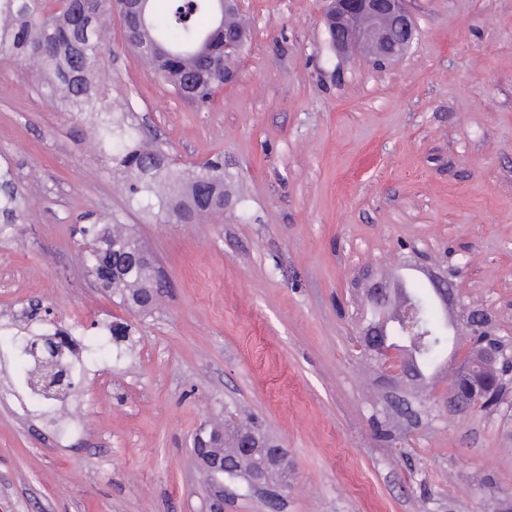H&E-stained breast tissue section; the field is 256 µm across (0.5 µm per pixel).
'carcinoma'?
Segmentation results:
<instances>
[{
  "label": "carcinoma",
  "instance_id": "1",
  "mask_svg": "<svg viewBox=\"0 0 512 512\" xmlns=\"http://www.w3.org/2000/svg\"><path fill=\"white\" fill-rule=\"evenodd\" d=\"M112 19V0H0V56L33 64L55 95L57 106L65 112L90 110L99 114L95 127L96 148L112 160V169L132 199L151 208L158 206L168 221L193 224L202 216L224 209V171L219 161L204 164L185 175L172 167L165 154L144 142L141 128L131 122L111 118V105L101 84L99 68L103 36ZM146 28L137 23L123 26L124 38L162 82L175 87L180 78L200 76L196 99L207 101L215 88L224 83V70L233 61L224 60V34L249 32L240 13L221 15L211 0H169L165 16L157 17L152 2L145 5ZM18 192L11 170L0 169V217L14 224L27 208ZM81 236L97 240L99 251H81L80 260L93 278L112 274L110 291L122 301L142 311L155 301V267L152 264L126 270L140 241L126 232L124 225L107 218L99 224L80 228ZM420 303L424 313L423 341L419 334L405 333L399 325L402 308ZM374 323H392L387 345L405 347L416 356L414 376L426 377L436 370L440 354L449 338L436 309L427 300L421 285L395 293L388 305L373 309ZM470 384L482 392L481 408L498 404L506 384L498 368L477 370ZM249 435L268 444L271 437L253 425L245 433L236 429L214 441L227 464L225 475L232 477L254 466V459L241 456L239 448Z\"/></svg>",
  "mask_w": 512,
  "mask_h": 512
}]
</instances>
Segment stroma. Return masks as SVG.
I'll return each instance as SVG.
<instances>
[{
    "mask_svg": "<svg viewBox=\"0 0 512 512\" xmlns=\"http://www.w3.org/2000/svg\"><path fill=\"white\" fill-rule=\"evenodd\" d=\"M417 35L376 67L329 48L322 0H242L231 83L181 98L112 20L106 86L178 168L224 164V210L174 224L131 202L24 65L0 58V168L29 201L0 232V333L80 321L58 425L0 345V512H505L512 370L502 401L454 413L446 371L419 385L357 346L367 275L454 285L448 316L493 317L512 354V0H409ZM129 225L166 283L149 314L96 288L80 226ZM131 350L90 354L113 322ZM257 419L288 449L279 508L212 485L203 421Z\"/></svg>",
    "mask_w": 512,
    "mask_h": 512,
    "instance_id": "stroma-1",
    "label": "stroma"
}]
</instances>
